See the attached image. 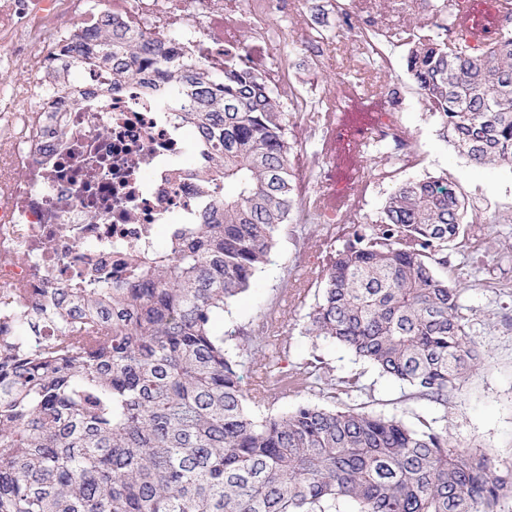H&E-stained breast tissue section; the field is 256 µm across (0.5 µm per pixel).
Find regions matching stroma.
Masks as SVG:
<instances>
[{"instance_id": "1", "label": "stroma", "mask_w": 512, "mask_h": 512, "mask_svg": "<svg viewBox=\"0 0 512 512\" xmlns=\"http://www.w3.org/2000/svg\"><path fill=\"white\" fill-rule=\"evenodd\" d=\"M370 9L390 33L384 51L393 65L392 81L404 85L409 93L402 121L419 140L423 160L416 168L397 172L394 181L374 185L361 221L369 224L377 219L395 182L428 175L447 178L465 200L485 207L487 223L471 227L478 244L461 239L448 247V279L466 285L461 302L470 317V335L481 365L459 387L449 390L448 403L441 406L415 397L411 388L380 375L342 346L305 335L304 318L315 296L307 294L295 306L285 300L283 291L304 281L311 264H322L330 242L315 238L312 226L297 218L292 221L293 234L280 240L271 263L225 311L219 329L227 335V346H235L233 330H249L267 307L280 303L288 324L289 363L317 356L334 368L337 377L359 376L366 391L358 398V406L408 424L421 416L436 419L462 449L488 455L494 474L512 481V169L471 164L440 137L436 117L403 66L410 42L421 35L420 29L409 25L422 12L418 0H372ZM267 29L268 36L262 39L245 24L236 38L247 43L252 62L268 72H275L279 62H287L288 76L277 83L283 102L299 94L318 100L324 86L339 79L380 87L368 58L351 50L340 37L327 0H290L287 8L268 15ZM316 37L329 45V55L319 68L306 51L307 43ZM290 131L297 143L299 165L311 170L318 189L329 192L331 165L322 153L325 125L311 114L291 119Z\"/></svg>"}]
</instances>
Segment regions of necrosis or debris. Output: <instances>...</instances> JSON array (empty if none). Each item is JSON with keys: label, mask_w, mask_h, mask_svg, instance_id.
<instances>
[{"label": "necrosis or debris", "mask_w": 512, "mask_h": 512, "mask_svg": "<svg viewBox=\"0 0 512 512\" xmlns=\"http://www.w3.org/2000/svg\"><path fill=\"white\" fill-rule=\"evenodd\" d=\"M112 14L136 20L152 37L189 33V48L222 59L230 44L210 19L223 0H107ZM83 0H5L0 5V294L30 304L56 288H81L105 273L129 278L124 251H156L173 224L196 212L199 164L174 113L163 111V85L145 67L113 80L92 66L67 90L46 97V60L75 42L94 19ZM238 23L237 14H225ZM74 18L63 26L61 18ZM29 57L24 85L7 81L15 55ZM405 96L393 85L374 98L369 143L397 166L413 167L417 139L400 120Z\"/></svg>", "instance_id": "necrosis-or-debris-1"}]
</instances>
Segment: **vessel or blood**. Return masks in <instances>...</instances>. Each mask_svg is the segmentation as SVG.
Returning <instances> with one entry per match:
<instances>
[{"mask_svg":"<svg viewBox=\"0 0 512 512\" xmlns=\"http://www.w3.org/2000/svg\"><path fill=\"white\" fill-rule=\"evenodd\" d=\"M501 25L499 11L491 0H471L461 12L455 26L467 43H486L495 38ZM373 125V114L362 107L340 113L332 126L331 161L336 169V190L320 199L321 206L344 203L360 185L361 175L357 153L350 146L351 139H363Z\"/></svg>","mask_w":512,"mask_h":512,"instance_id":"vessel-or-blood-1","label":"vessel or blood"}]
</instances>
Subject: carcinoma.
Returning a JSON list of instances; mask_svg holds the SVG:
<instances>
[{
  "mask_svg": "<svg viewBox=\"0 0 512 512\" xmlns=\"http://www.w3.org/2000/svg\"><path fill=\"white\" fill-rule=\"evenodd\" d=\"M432 26L405 68L443 138L475 165L512 167V30L478 49ZM99 62L114 77L161 72L162 106L205 157L201 214L175 225L165 250L128 254L124 286L56 289L22 317L0 357V512H498L512 482L447 429L337 409L363 386L318 359L276 366L288 355L281 310L231 351L215 332L294 207L288 112L248 45L222 62L165 52L106 13L61 54L47 93ZM467 213L442 177L397 184L376 223L327 251L306 335L446 405L479 366L465 283H448ZM300 392L322 404L277 411Z\"/></svg>",
  "mask_w": 512,
  "mask_h": 512,
  "instance_id": "1",
  "label": "carcinoma"
}]
</instances>
